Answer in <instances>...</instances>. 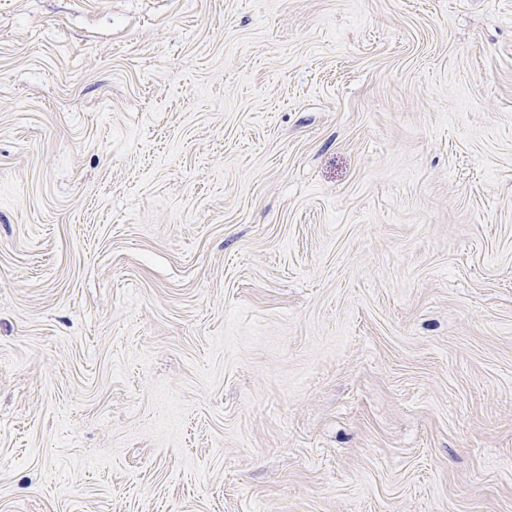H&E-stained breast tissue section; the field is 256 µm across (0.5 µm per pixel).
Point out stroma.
<instances>
[{"label":"stroma","mask_w":512,"mask_h":512,"mask_svg":"<svg viewBox=\"0 0 512 512\" xmlns=\"http://www.w3.org/2000/svg\"><path fill=\"white\" fill-rule=\"evenodd\" d=\"M0 512H512V0H0Z\"/></svg>","instance_id":"obj_1"}]
</instances>
